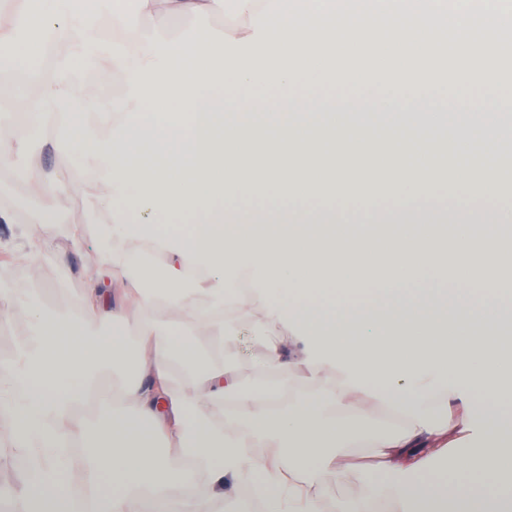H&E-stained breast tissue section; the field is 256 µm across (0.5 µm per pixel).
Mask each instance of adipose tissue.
Returning a JSON list of instances; mask_svg holds the SVG:
<instances>
[{
    "label": "adipose tissue",
    "mask_w": 512,
    "mask_h": 512,
    "mask_svg": "<svg viewBox=\"0 0 512 512\" xmlns=\"http://www.w3.org/2000/svg\"><path fill=\"white\" fill-rule=\"evenodd\" d=\"M162 5L230 25L189 39L141 29ZM46 36L79 52L24 100L27 132L0 138V166L45 194L82 191L115 274L130 278L146 252L168 262L156 289L132 280L137 321L115 312L91 333L92 280L82 319L44 316L19 337L26 397L0 388V406L11 447L37 459L13 512H148L152 497L168 512H222L225 478L245 472L267 512H322L309 489L338 470L330 450L364 402L388 414L364 433L373 447L406 448L448 422L447 379L512 401V340L487 330L512 320V204L438 195L446 181L488 196L512 184L498 163L512 155V87L376 80L373 0H24L0 24V63L35 70ZM102 63L125 79L105 102L68 76ZM61 138L85 181L39 173L41 149ZM318 195L355 209L312 208ZM159 212L191 221L157 224ZM240 321L308 341L297 359L267 341L263 354L266 368L302 371L304 391L238 383L223 349ZM200 329L207 363L191 340ZM132 335L153 353L133 375ZM80 410L90 430L77 435ZM485 427L476 480H461L450 451L434 479L383 462L375 488L336 512H367L377 491L392 512H512V415ZM199 477L202 492L170 498Z\"/></svg>",
    "instance_id": "obj_1"
}]
</instances>
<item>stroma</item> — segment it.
I'll return each mask as SVG.
<instances>
[{
	"instance_id": "stroma-1",
	"label": "stroma",
	"mask_w": 512,
	"mask_h": 512,
	"mask_svg": "<svg viewBox=\"0 0 512 512\" xmlns=\"http://www.w3.org/2000/svg\"><path fill=\"white\" fill-rule=\"evenodd\" d=\"M142 28L166 35L189 37L202 26L223 33L222 15L196 17L166 13L159 17L143 19ZM11 199L18 205L38 213L56 212L57 222L35 223L31 227L21 224L0 223V293L9 296L11 306L0 307L1 316H12L14 332L30 329L29 320L23 316L26 308L44 311L58 321H66L82 310L85 282L96 276L102 281L100 305L102 316L90 323V331L101 334L107 329L106 314L112 308L126 306L125 284L112 277L106 251L94 235H87L81 245H74L69 234L70 223H94L88 202L82 192L35 196L13 178L0 176V200ZM264 348L249 326H238L224 340V356L234 364L237 380L241 385L255 384L264 373ZM497 405L474 395L469 403H462L456 396L448 398V413L454 426L426 437L419 447L401 451L391 450L389 460L398 467L408 466L418 458L428 461L427 471L436 474L440 468V454L445 450L467 456L479 437L470 426L459 423L464 415L482 417L496 413ZM12 428L9 409H0V494L10 495L25 484L26 471L22 450L10 447L8 438ZM343 465L339 476L331 478L328 485L313 489L328 502H346L374 482V469L378 462L375 450L362 438L346 440L335 448Z\"/></svg>"
}]
</instances>
